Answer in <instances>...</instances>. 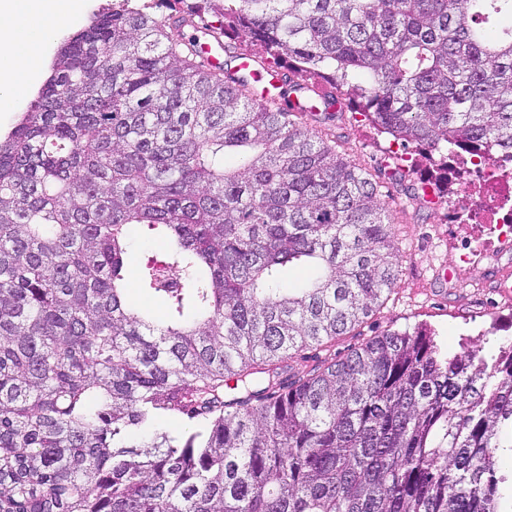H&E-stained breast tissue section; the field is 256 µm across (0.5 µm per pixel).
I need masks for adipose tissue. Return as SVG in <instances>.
Masks as SVG:
<instances>
[{
    "label": "adipose tissue",
    "mask_w": 512,
    "mask_h": 512,
    "mask_svg": "<svg viewBox=\"0 0 512 512\" xmlns=\"http://www.w3.org/2000/svg\"><path fill=\"white\" fill-rule=\"evenodd\" d=\"M79 0H0V111L25 97L47 42Z\"/></svg>",
    "instance_id": "adipose-tissue-1"
}]
</instances>
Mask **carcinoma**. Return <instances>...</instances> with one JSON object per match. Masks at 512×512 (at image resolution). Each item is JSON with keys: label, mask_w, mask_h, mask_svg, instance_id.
<instances>
[{"label": "carcinoma", "mask_w": 512, "mask_h": 512, "mask_svg": "<svg viewBox=\"0 0 512 512\" xmlns=\"http://www.w3.org/2000/svg\"><path fill=\"white\" fill-rule=\"evenodd\" d=\"M196 23L445 170L512 165V0L99 8L0 137V512H512L511 339L288 363L370 317L401 254L377 184L232 58L202 67ZM134 224L165 231L140 269L163 324L123 298ZM160 417L191 427L136 434Z\"/></svg>", "instance_id": "carcinoma-1"}]
</instances>
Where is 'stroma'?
<instances>
[{
    "instance_id": "stroma-1",
    "label": "stroma",
    "mask_w": 512,
    "mask_h": 512,
    "mask_svg": "<svg viewBox=\"0 0 512 512\" xmlns=\"http://www.w3.org/2000/svg\"><path fill=\"white\" fill-rule=\"evenodd\" d=\"M332 132L336 148L344 157L375 179L386 203L392 229L403 256L402 275L395 292L359 328L358 335L337 337L334 349L345 354L360 338L388 329L411 330L424 324L430 327L442 351H460L463 344L477 341L481 334L493 332L495 340L486 344L487 352L497 350V340L512 336V288L495 287L493 271L486 262L449 268V256L466 236L480 233V225L457 233L454 207L436 209L422 206L405 196L384 166L389 154H396L406 169V181L413 184L435 178L421 151L415 145H401L378 131L355 113H345ZM159 239L142 226H131L128 248V300L164 317L163 300L141 288L139 269L160 248ZM456 279L458 289L448 287Z\"/></svg>"
}]
</instances>
